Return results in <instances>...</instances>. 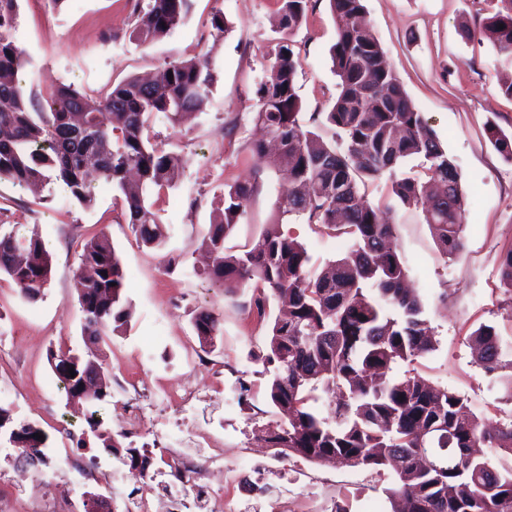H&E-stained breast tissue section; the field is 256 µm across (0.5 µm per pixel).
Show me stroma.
Listing matches in <instances>:
<instances>
[{"instance_id": "obj_1", "label": "stroma", "mask_w": 512, "mask_h": 512, "mask_svg": "<svg viewBox=\"0 0 512 512\" xmlns=\"http://www.w3.org/2000/svg\"><path fill=\"white\" fill-rule=\"evenodd\" d=\"M19 5L14 39L25 53L26 92L65 83L97 94L166 62L202 56L213 81L207 109L191 123L174 126L163 113L150 119L151 142L185 159L175 187L154 199L168 229L165 250L137 241L119 192L107 183L96 185L95 203L87 208L56 181L35 193L0 181V224L38 228L52 253L51 279L38 301H27L13 282L0 280V405L48 433L52 464L67 476L56 485L38 483V470L19 466L17 449L1 440L0 512H85L92 493L103 494L112 512H128L140 485L102 446L79 448L62 435L61 426L70 419L47 360L49 349L83 347L75 272L81 242L98 231L109 235L121 258L123 293L134 308L128 327L103 347L112 396L98 410L113 433H125L126 443L147 450L153 472L165 474L176 464L191 426L208 442L201 461L232 512H336L340 506L347 512H391L392 468L284 460L265 446L263 437L278 416L261 356L277 306L269 304L267 319H258L248 306L252 286L231 295L212 286L204 271L200 241L222 204L225 185L261 176L244 218L226 241L229 251H241L275 214L281 176L272 166H260L252 151L262 135L252 110L257 83L270 63L280 0H193L182 25L146 44L131 36L133 0H65L58 10L43 0H19ZM493 7L492 0H365L367 23L455 164L466 194L463 247L447 257L420 211L395 206L388 177L365 187L371 203L393 209L397 251L434 330V350L414 368L467 398L471 409L492 423L512 416V389L484 373L469 337L488 324L503 339L512 338V297L499 280L500 257L512 249V162L485 133L490 121L512 132V99L499 89L491 46L465 40L461 27L480 26ZM218 11L228 24L223 33L211 24ZM335 40L328 0H309L307 20L293 43L301 58L296 76L301 121L327 111L338 92L329 57ZM287 230L306 247L316 271L347 248L344 239L299 221H290ZM168 254L178 259L175 270L165 266ZM199 309L214 312L222 323L223 334L210 353L202 351L193 331ZM189 380L201 389V401H181ZM134 405L142 407L144 420L129 432L122 417Z\"/></svg>"}]
</instances>
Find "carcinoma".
I'll use <instances>...</instances> for the list:
<instances>
[{
    "instance_id": "1",
    "label": "carcinoma",
    "mask_w": 512,
    "mask_h": 512,
    "mask_svg": "<svg viewBox=\"0 0 512 512\" xmlns=\"http://www.w3.org/2000/svg\"><path fill=\"white\" fill-rule=\"evenodd\" d=\"M193 0H135L133 33L158 40L189 15ZM279 38L270 64L256 89L254 122L278 143L276 166L287 174L278 218L246 249L225 247L246 214L260 177L236 182L224 191L223 207L201 240L209 255L211 283L233 294L253 283V310L266 315L267 296L281 300L286 312L270 327L263 363L273 367L269 397L284 419L267 438L279 456L308 461L337 458L352 466L378 468L395 464L399 479L390 497L403 502L402 512H512V467L504 471L476 453L480 447L512 455V416L492 428L470 408L464 396L437 387L407 370L390 377L395 367L413 363L435 348L424 306L404 282L407 269L391 247L396 224L372 204L361 184L385 173L396 203L421 210L446 256L462 247L465 196L461 176L424 113L418 111L389 66L378 38L360 22L364 0H329L336 41L329 54L339 93L325 121L339 144L299 119L301 103L295 78L300 57L291 37L306 18L309 0H280ZM479 30L462 28L468 40L487 41L501 67L499 88L512 98V0ZM19 0H0V180L21 187L47 180L62 182L80 205L95 202L93 180L112 184L124 196L131 231L147 247H165L167 231L148 200V190L173 186L183 157L144 138L147 120L164 113L174 123L204 110L212 75L204 58L166 62L150 79L130 77L99 96L72 85L50 87L41 102L21 85L24 52L13 39ZM504 28H499V25ZM486 134L494 149L512 161V134L490 122ZM418 158L425 178L399 171ZM295 217L349 242L346 254L320 273L309 269L305 246L282 231L283 218ZM52 256L41 235L0 229V276L14 281L26 299H39L50 280ZM505 293L512 296V249L499 263ZM84 313L82 337L88 350L127 328L133 315L123 296L125 273L111 238L99 232L80 253ZM200 347L212 351L222 336L218 317L203 309L193 317ZM478 364L495 376L512 342L489 325L470 336ZM97 365L98 399L112 396V376L103 359L78 358L77 377H62L66 404L83 401L79 376ZM331 395V413L319 416L309 405L318 388ZM87 430L76 440H90L121 456L142 476L148 457L122 447L96 412L83 414ZM20 429L18 459L44 462L48 435L32 422H16L0 406V428ZM43 435L37 439L34 434ZM39 449L32 457L27 449Z\"/></svg>"
}]
</instances>
